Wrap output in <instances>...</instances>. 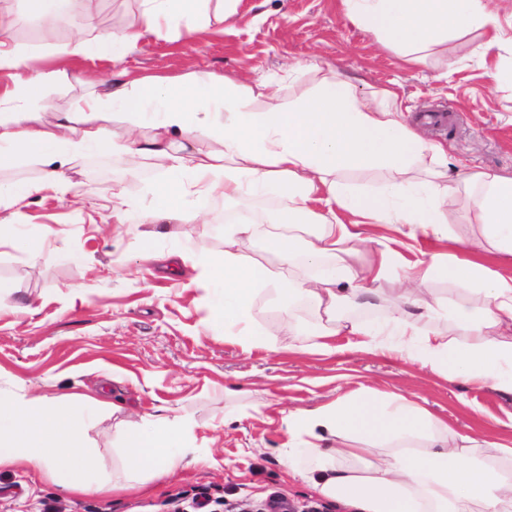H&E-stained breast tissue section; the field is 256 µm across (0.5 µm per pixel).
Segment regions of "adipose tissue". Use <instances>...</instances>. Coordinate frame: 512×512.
<instances>
[{"instance_id": "adipose-tissue-1", "label": "adipose tissue", "mask_w": 512, "mask_h": 512, "mask_svg": "<svg viewBox=\"0 0 512 512\" xmlns=\"http://www.w3.org/2000/svg\"><path fill=\"white\" fill-rule=\"evenodd\" d=\"M95 0L76 19L70 52L96 58L121 56L140 41L171 36L192 39L197 30L228 21L236 0H142L138 15L121 31L100 30ZM344 14L384 45L420 61L450 35L490 30L487 47L512 39L486 0H340ZM14 22L0 15V69L12 71L14 87L0 95V168L36 163L39 179L0 183V207L20 214L27 200L53 194L84 206L67 170L74 157L123 153L138 168L153 156L166 164L164 180L149 205L127 202L123 185L112 188V216L119 223L160 224L202 220L213 195L235 199L275 190L288 206L281 219L309 224L310 238L263 232L241 222L224 227L222 257L203 263L219 285L209 323L223 327L245 347L264 345L250 317L252 297L270 290L284 309L310 308L319 320L318 352H335L331 337H360L363 350L398 354L462 384H486L512 394V276L478 262L488 252L512 261V177L460 167L449 173L442 145L422 139L405 124L396 93L382 104L354 97L349 81L323 80L311 99L255 108L256 96L274 97L272 84L256 86L223 74L127 80L113 74L102 93L77 100L47 122L39 101L58 71L32 70L29 55L12 42ZM124 125L116 141L112 123ZM203 136L223 142L219 154L196 149ZM382 171L388 179L364 191L351 188L343 171ZM475 223L469 237L455 233ZM367 224H392L398 246L384 245L367 262L360 255L371 239ZM263 236L281 262L305 269L299 279L274 282L262 264L239 251L241 239ZM448 244L447 253L421 251L405 260L402 247ZM403 284L389 315L361 320L352 307L372 309L374 285L388 275ZM445 280L475 292L474 306L448 308L418 296L415 285ZM448 320L447 334L432 321ZM93 398L20 400L0 393V470L29 466L72 495L133 491L140 473L160 479L183 465L189 433L158 416L135 429L127 442L130 474L102 475L85 440L80 415ZM288 432L289 471L317 494L362 512H512V443L491 445L463 434L402 393L360 388L282 418Z\"/></svg>"}]
</instances>
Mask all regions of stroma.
<instances>
[{
	"mask_svg": "<svg viewBox=\"0 0 512 512\" xmlns=\"http://www.w3.org/2000/svg\"><path fill=\"white\" fill-rule=\"evenodd\" d=\"M235 9L229 22L192 40H143L122 68L132 78L215 72L251 84L271 81L282 103L307 98L322 79L340 74L361 99L376 103L383 91L397 92L407 124L441 143L449 164L462 160L512 177V83L493 78L512 69V43L481 55L487 33L473 29L450 36L446 52L411 65L348 19L339 0H237ZM0 12L14 18L13 39L34 70L66 73L47 94L50 112L68 108L111 71L107 60L60 55L74 31L37 24L28 0H0ZM313 60L318 70L309 69ZM443 112L447 124H425V116ZM98 158L109 178H93L85 155L68 175L99 206H111L116 183L129 198L148 202L164 174L153 158L136 172L122 155ZM283 207L274 194L214 197L205 223H172L154 236V249L170 257L156 263L139 258L151 225L89 224L69 201L30 199L9 228L16 246L0 247V279L15 285L0 311V391L26 400L81 392L103 401L85 434L108 476H124L129 432L156 415L190 429L202 462L145 481L136 492L78 498L49 477L0 470V512H258L274 495L297 512H354L289 475L282 413L322 406L361 387L406 394L458 431L512 441V394L471 388L400 356L367 352L353 336L334 337L340 347L334 354L299 350L296 333L309 327V313L297 306L284 314L267 292L251 306L267 346L246 349L225 340L223 329L207 327L218 287L192 254L200 248L212 257L223 254L228 210L265 209V223L278 232L308 238L304 225L279 223ZM46 226L55 231L49 240L55 257L31 259L18 244ZM73 287L82 289V302L69 303Z\"/></svg>",
	"mask_w": 512,
	"mask_h": 512,
	"instance_id": "stroma-1",
	"label": "stroma"
}]
</instances>
